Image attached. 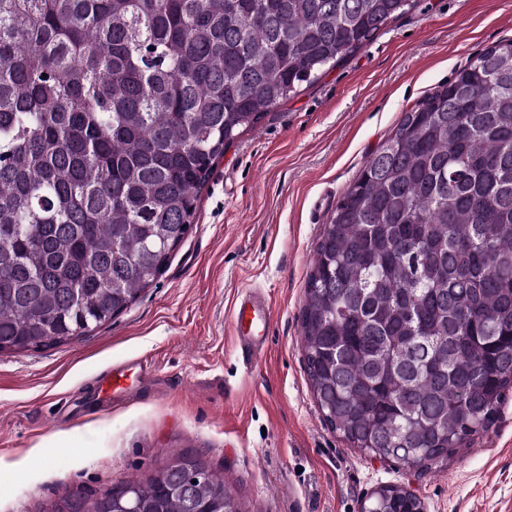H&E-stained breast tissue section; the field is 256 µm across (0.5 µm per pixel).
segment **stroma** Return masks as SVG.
<instances>
[{"instance_id": "obj_1", "label": "stroma", "mask_w": 512, "mask_h": 512, "mask_svg": "<svg viewBox=\"0 0 512 512\" xmlns=\"http://www.w3.org/2000/svg\"><path fill=\"white\" fill-rule=\"evenodd\" d=\"M512 39V0H418L345 62L271 108L215 165L193 229L154 288L92 335L0 353V512H52L70 492L146 479L172 456L223 475L244 512H362L384 486L426 512H512V390L448 461L409 468L353 448L324 421L301 343L323 228L404 112L472 56ZM274 319L250 363L237 296ZM138 359L153 381L101 410L95 381Z\"/></svg>"}]
</instances>
